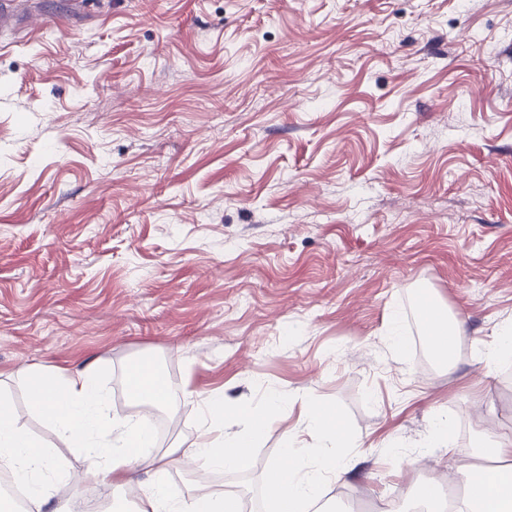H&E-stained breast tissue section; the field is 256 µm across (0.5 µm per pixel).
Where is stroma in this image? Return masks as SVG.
Returning a JSON list of instances; mask_svg holds the SVG:
<instances>
[{
	"label": "stroma",
	"instance_id": "obj_1",
	"mask_svg": "<svg viewBox=\"0 0 512 512\" xmlns=\"http://www.w3.org/2000/svg\"><path fill=\"white\" fill-rule=\"evenodd\" d=\"M0 34V396L51 452L54 502L92 476L30 407L32 364L101 361L109 413L148 359L176 386L155 452L190 445L204 400L282 403L248 467L168 469L267 512L263 482L314 395L351 471L332 512L404 506L429 445L512 433V0H23ZM428 292L461 340L429 351ZM406 346H389L391 314ZM415 457L391 470L389 444ZM512 358V325L504 328L498 334V338L484 352V359L489 368L496 362Z\"/></svg>",
	"mask_w": 512,
	"mask_h": 512
}]
</instances>
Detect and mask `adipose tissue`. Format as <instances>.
I'll list each match as a JSON object with an SVG mask.
<instances>
[{
	"label": "adipose tissue",
	"mask_w": 512,
	"mask_h": 512,
	"mask_svg": "<svg viewBox=\"0 0 512 512\" xmlns=\"http://www.w3.org/2000/svg\"><path fill=\"white\" fill-rule=\"evenodd\" d=\"M99 376L95 362L75 370L35 365L25 372L34 411L69 447L83 450L89 467L113 501L123 500L134 474L144 470L152 479L138 495L135 512H243L238 495L209 485L195 486L181 495L170 494L162 481L168 464L150 453L154 443L151 429L138 420L108 416L109 395ZM128 383L142 404L159 407L167 401L162 378L150 361L135 363ZM279 404L277 395H269V412L263 415L247 405L228 410L223 399L212 398L201 410L196 439L182 449V456L206 471L244 469L253 442L268 430L269 414ZM230 419L240 423L239 432H227ZM302 425L304 432L323 441L334 445L340 441L335 414L314 396L305 398ZM483 453L491 458V465L475 462L464 467L463 512H512V490H502L506 484L512 487V435H489ZM0 468L32 491L35 512H63L45 492L54 472L48 450L18 423L1 396ZM349 471V465L335 455L303 447L298 435H291L281 461L266 477L272 512H308L320 503L326 484L340 480Z\"/></svg>",
	"instance_id": "obj_1"
}]
</instances>
